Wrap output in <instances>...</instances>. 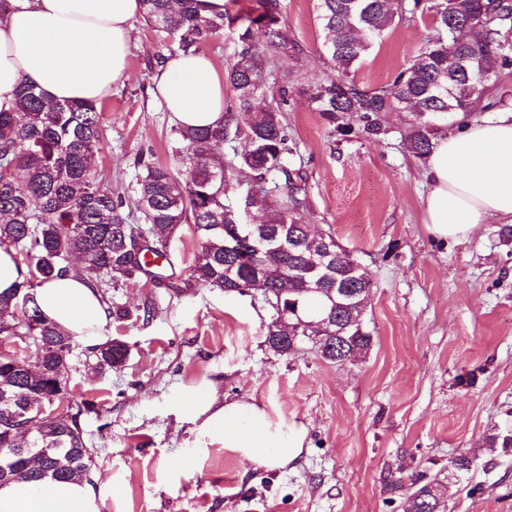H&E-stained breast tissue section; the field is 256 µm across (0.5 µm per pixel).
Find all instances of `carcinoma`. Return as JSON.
I'll list each match as a JSON object with an SVG mask.
<instances>
[{"label": "carcinoma", "instance_id": "obj_1", "mask_svg": "<svg viewBox=\"0 0 512 512\" xmlns=\"http://www.w3.org/2000/svg\"><path fill=\"white\" fill-rule=\"evenodd\" d=\"M318 21L325 32L322 51L335 74L316 80L310 101L328 125L344 131L342 112H362L365 132L381 133L383 112H410L414 119L405 135L417 158L427 157L437 127L448 117L486 112L504 105L505 95L493 91L497 76L512 65V0H317ZM255 17L229 12L205 15L198 0H142L144 19L177 40L182 51H197L212 35L228 27L238 45V60L225 68L224 83L233 104L216 127L173 128L181 144L185 177L161 164L140 158L145 174L137 179L141 223L130 222L122 196L101 184L90 159L105 136L103 113L94 101H47L29 82L21 83L16 99L0 106V245L15 251L25 270L23 291L0 295V341L28 338L41 351L35 369L23 358L0 354V484L38 485L91 480L92 452L84 438L81 416L91 403L68 405L58 415L36 423L19 452V428L40 410L60 407L71 392L69 365L73 337L47 320L36 288L67 272L63 265L77 252L84 276L106 293L121 279L163 278V267L147 269L145 255L165 248L167 240L192 214L198 251L190 278L204 287L242 293L261 281L260 291L273 309L265 343L290 355L303 348L307 326L327 321L311 349L323 360L343 364L341 350L361 353L370 348L371 333L363 328L364 289H372L348 251L324 267L317 266L321 236L306 232V199L300 170L290 167L287 126L281 105L288 102V82L265 70L267 54L288 41L280 0H261ZM430 13L434 23L426 49L413 56L384 87L367 90L349 75L396 21ZM263 31L264 40L254 37ZM458 58H472L467 70L448 61V47ZM279 100L278 105L267 93ZM248 117L246 127L239 115ZM232 143L227 160L214 152ZM251 173L242 192L245 205L264 211L260 224L241 223L238 204L227 194L232 176ZM148 235L137 249L136 237ZM350 297H340L342 291ZM92 352L99 364L118 368L128 357L127 345L109 339ZM478 466V457L459 454L450 460L448 480L459 482ZM392 490H406V512H444L448 486L438 476L400 479Z\"/></svg>", "mask_w": 512, "mask_h": 512}]
</instances>
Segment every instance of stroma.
<instances>
[{
	"label": "stroma",
	"mask_w": 512,
	"mask_h": 512,
	"mask_svg": "<svg viewBox=\"0 0 512 512\" xmlns=\"http://www.w3.org/2000/svg\"><path fill=\"white\" fill-rule=\"evenodd\" d=\"M288 49L266 62L287 79L283 107L304 177L309 222L333 232L373 283L364 316L370 349L336 365L309 349L273 352L272 314L260 292L227 294L189 279L198 249L181 225L165 253L166 281H119L105 299L103 338L129 349L117 369L87 346L71 356L73 396L95 401L81 418L92 450L98 512H404L393 479L434 475L450 458L477 455L467 484L450 487L447 512H512V239L501 222L441 241L424 224V165L407 149L408 112L383 114V134H363L361 113L334 131L307 89L330 66L317 0H280ZM432 33L429 15L393 26L354 70L372 89L389 83ZM178 46L131 22L127 79L103 98L106 141L92 165L134 212L139 154L184 168L169 113L154 98L157 54ZM209 382L219 399H243L305 430L298 457L265 469L229 448L194 454L195 426L180 403Z\"/></svg>",
	"instance_id": "stroma-1"
}]
</instances>
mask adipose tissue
I'll list each match as a JSON object with an SVG mask.
<instances>
[{"label": "adipose tissue", "instance_id": "adipose-tissue-1", "mask_svg": "<svg viewBox=\"0 0 512 512\" xmlns=\"http://www.w3.org/2000/svg\"><path fill=\"white\" fill-rule=\"evenodd\" d=\"M140 0H12L0 15V104L22 81L57 101H98L126 75L132 20ZM157 100L175 123L207 127L224 121V78L202 53L182 52L153 78ZM428 187L425 223L441 239L467 235L491 219L512 221V113L472 121L437 137L422 172ZM44 316L94 346L107 312L84 275L70 271L36 290ZM198 421L201 448H230L265 468H282L300 452L304 431L273 420L253 402H220L208 388L181 396ZM0 512H98L85 484L0 486Z\"/></svg>", "mask_w": 512, "mask_h": 512}]
</instances>
